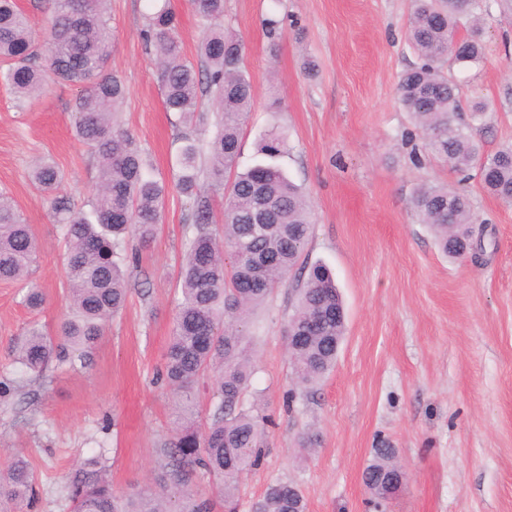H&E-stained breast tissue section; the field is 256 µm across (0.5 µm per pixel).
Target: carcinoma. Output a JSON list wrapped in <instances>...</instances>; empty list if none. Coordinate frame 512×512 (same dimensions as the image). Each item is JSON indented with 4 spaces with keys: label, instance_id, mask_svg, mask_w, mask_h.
<instances>
[{
    "label": "carcinoma",
    "instance_id": "cac0c4a2",
    "mask_svg": "<svg viewBox=\"0 0 512 512\" xmlns=\"http://www.w3.org/2000/svg\"><path fill=\"white\" fill-rule=\"evenodd\" d=\"M52 2L49 26L40 36L16 0H0V79L20 99H34L55 82L79 86L72 125L95 156L98 176L84 212L63 194L54 161L42 158L28 172L63 228L70 308L58 335L32 325L17 344L14 362L35 378L54 361L72 365L85 359L126 307V266L138 260L130 242H149L163 223L169 194L166 182L148 171L134 137L115 127L127 91L108 73L114 38L108 0ZM190 5L203 33L197 63L186 59L167 5L150 0L142 29L156 58L165 110L187 121L207 97L217 114L208 139L194 131L181 136L174 176V187L189 203L185 223L195 229L181 263V299L161 371L176 397L178 427L163 448L167 471L153 486L120 493L99 457L82 461L67 484L73 512H215L218 505L236 512L241 481L259 464L267 440L262 415L244 405L253 373L250 316L294 278L297 300L286 329L296 341L289 348L292 372L304 389L335 367L345 336L344 304L331 271L320 263L299 265L313 224L304 192L279 162L285 132L269 131L254 162L240 167L253 94L242 44L224 28V0ZM479 9V0H411L409 43L420 63L401 75L400 102L424 132L430 153L456 171H475L487 193L512 204V145L482 151L463 117L458 86L443 70L482 59L477 35L458 36L461 27L475 29ZM225 188L224 224L213 231L215 196ZM412 205L442 252L463 257L472 242L469 198L458 189L425 184ZM37 253L30 225L0 195V280L20 284L31 309L44 301L32 279ZM205 376L213 382V409L201 425L193 389ZM199 471L215 483L209 497L193 488ZM392 473L391 449H374L363 473L367 491ZM33 485L30 463L18 450L0 471V512H24ZM252 512H307V504L298 488L278 482L266 488Z\"/></svg>",
    "mask_w": 512,
    "mask_h": 512
}]
</instances>
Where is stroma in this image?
<instances>
[{"mask_svg":"<svg viewBox=\"0 0 512 512\" xmlns=\"http://www.w3.org/2000/svg\"><path fill=\"white\" fill-rule=\"evenodd\" d=\"M146 11V0H111L109 68L128 87L122 128L168 182L187 127L163 107L140 36ZM410 12L411 0H224L254 97L242 161L252 162L268 131H286L281 163L314 222L305 257L332 269L347 311L335 368L307 390L295 389L286 351L293 289L276 288L251 317L246 401L266 416L268 437L240 486L239 512L277 481L300 488L307 512H373L363 472L377 448L398 449L407 474L383 512H512V205L423 150L398 95L400 75L418 62L406 39ZM270 14L282 21L274 39L263 27ZM480 17L482 62L451 73L464 101L485 105L473 136L491 153L512 143V20L496 0H481ZM78 95L54 83L21 102L0 83V192L39 241L34 277L45 296L33 310L16 283L0 281V382L10 386L0 395V469L24 450L36 474L28 512H71L65 485L83 457L102 456L119 491L163 473L174 420L157 373L193 232L177 192L128 272L125 310L85 364H53L33 379L12 359L31 324L53 335L67 315L62 227L26 173L35 158H52L64 193L85 207L97 171L72 131ZM424 184L470 197L473 222L485 228L480 258L438 249L412 208ZM305 434L315 451L298 447Z\"/></svg>","mask_w":512,"mask_h":512,"instance_id":"stroma-1","label":"stroma"}]
</instances>
